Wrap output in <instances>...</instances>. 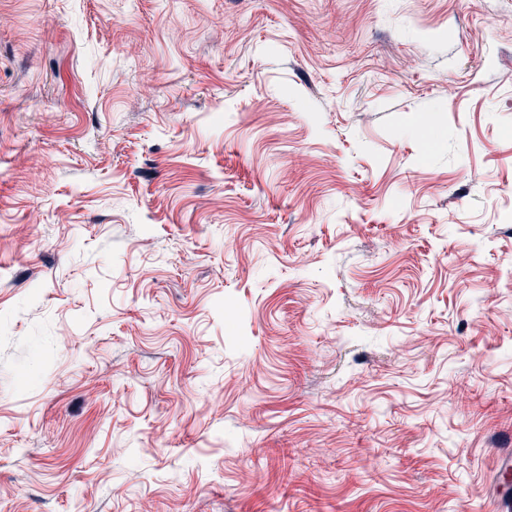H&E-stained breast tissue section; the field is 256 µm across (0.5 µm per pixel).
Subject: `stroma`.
<instances>
[{
    "mask_svg": "<svg viewBox=\"0 0 512 512\" xmlns=\"http://www.w3.org/2000/svg\"><path fill=\"white\" fill-rule=\"evenodd\" d=\"M512 0H0V512H489Z\"/></svg>",
    "mask_w": 512,
    "mask_h": 512,
    "instance_id": "stroma-1",
    "label": "stroma"
}]
</instances>
